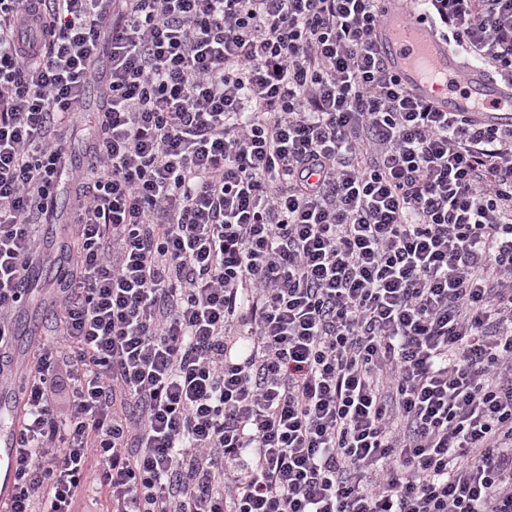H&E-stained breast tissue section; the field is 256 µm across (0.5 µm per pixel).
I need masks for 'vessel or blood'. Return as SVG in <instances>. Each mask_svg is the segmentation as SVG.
I'll return each instance as SVG.
<instances>
[{
  "label": "vessel or blood",
  "instance_id": "vessel-or-blood-1",
  "mask_svg": "<svg viewBox=\"0 0 512 512\" xmlns=\"http://www.w3.org/2000/svg\"><path fill=\"white\" fill-rule=\"evenodd\" d=\"M373 42L401 85L441 112H463L492 127L512 125V87L464 63L423 20L418 0H377ZM16 439L0 434V512L10 508Z\"/></svg>",
  "mask_w": 512,
  "mask_h": 512
}]
</instances>
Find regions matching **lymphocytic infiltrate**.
I'll return each mask as SVG.
<instances>
[{
    "mask_svg": "<svg viewBox=\"0 0 512 512\" xmlns=\"http://www.w3.org/2000/svg\"><path fill=\"white\" fill-rule=\"evenodd\" d=\"M422 2L512 86V0ZM377 19L0 0V384L106 79L10 512H512V127L411 94Z\"/></svg>",
    "mask_w": 512,
    "mask_h": 512,
    "instance_id": "f902f5d3",
    "label": "lymphocytic infiltrate"
}]
</instances>
